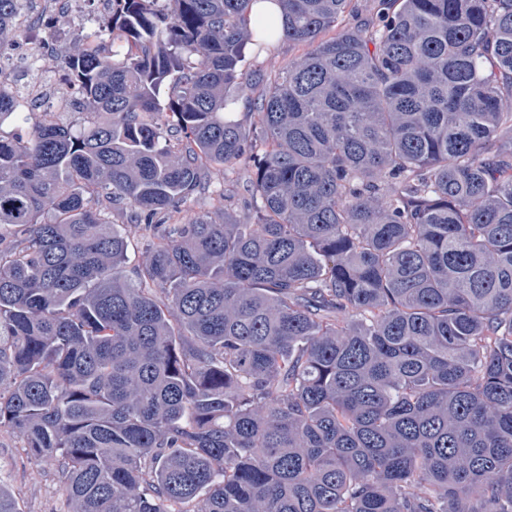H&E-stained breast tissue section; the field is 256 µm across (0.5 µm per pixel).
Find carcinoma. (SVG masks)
<instances>
[{
	"mask_svg": "<svg viewBox=\"0 0 512 512\" xmlns=\"http://www.w3.org/2000/svg\"><path fill=\"white\" fill-rule=\"evenodd\" d=\"M110 2L65 59L106 120L0 88V427L71 512H512V0ZM241 161L244 220L170 223ZM352 11L346 13L342 19V25L352 26L355 23H362L366 19L375 17V0H352ZM307 51L302 45L281 40L266 53H263L256 59H250L247 62L249 69H259L265 75H274L289 62L300 59ZM126 230L128 246L125 260L119 271L129 282L137 284L135 271L144 259V253L147 248L146 236L144 231L134 228V226H128Z\"/></svg>",
	"mask_w": 512,
	"mask_h": 512,
	"instance_id": "1",
	"label": "carcinoma"
}]
</instances>
